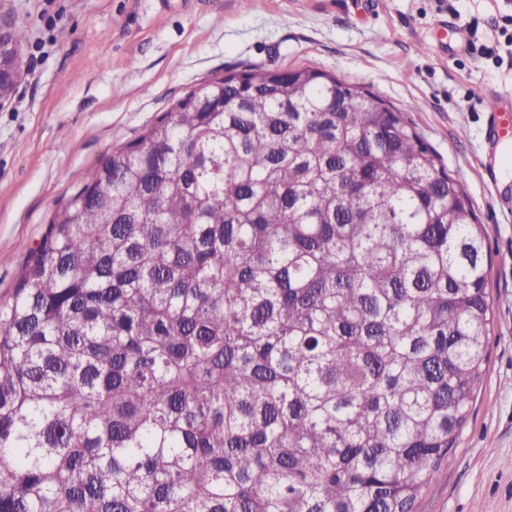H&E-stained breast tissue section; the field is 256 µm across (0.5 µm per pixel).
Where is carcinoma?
<instances>
[{
    "mask_svg": "<svg viewBox=\"0 0 512 512\" xmlns=\"http://www.w3.org/2000/svg\"><path fill=\"white\" fill-rule=\"evenodd\" d=\"M490 266L463 186L373 93L199 85L0 306V512H414L488 371Z\"/></svg>",
    "mask_w": 512,
    "mask_h": 512,
    "instance_id": "obj_1",
    "label": "carcinoma"
}]
</instances>
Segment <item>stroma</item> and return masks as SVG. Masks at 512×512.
I'll return each mask as SVG.
<instances>
[{"label":"stroma","mask_w":512,"mask_h":512,"mask_svg":"<svg viewBox=\"0 0 512 512\" xmlns=\"http://www.w3.org/2000/svg\"><path fill=\"white\" fill-rule=\"evenodd\" d=\"M512 0H0L24 28L23 76L0 101V304L54 213L114 145L195 85L249 64L320 69L403 112L467 190L487 232L489 370L415 512H512V181L488 186L486 95L512 69L428 42L451 21L506 53Z\"/></svg>","instance_id":"1"}]
</instances>
